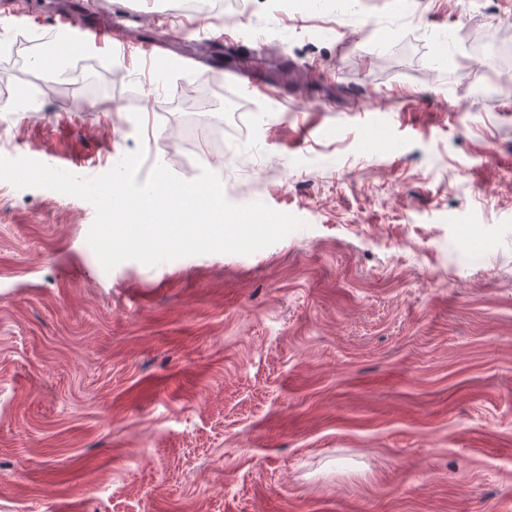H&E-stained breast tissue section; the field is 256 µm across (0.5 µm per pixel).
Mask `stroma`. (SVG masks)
<instances>
[{
  "mask_svg": "<svg viewBox=\"0 0 512 512\" xmlns=\"http://www.w3.org/2000/svg\"><path fill=\"white\" fill-rule=\"evenodd\" d=\"M122 1L164 50L66 46L75 102L0 58V150L141 145L305 226L107 271L89 202L0 181V512H512V0ZM24 2L22 57L61 30ZM199 33L312 80L242 90Z\"/></svg>",
  "mask_w": 512,
  "mask_h": 512,
  "instance_id": "1",
  "label": "stroma"
}]
</instances>
